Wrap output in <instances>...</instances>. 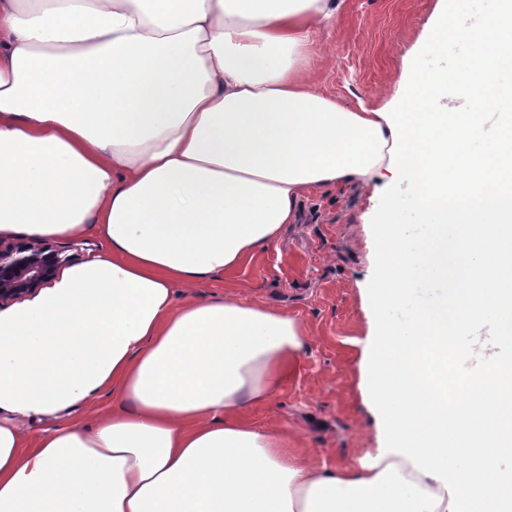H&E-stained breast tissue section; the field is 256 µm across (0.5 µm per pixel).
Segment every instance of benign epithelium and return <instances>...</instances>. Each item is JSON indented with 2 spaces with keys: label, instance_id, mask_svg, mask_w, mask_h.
Instances as JSON below:
<instances>
[{
  "label": "benign epithelium",
  "instance_id": "1",
  "mask_svg": "<svg viewBox=\"0 0 512 512\" xmlns=\"http://www.w3.org/2000/svg\"><path fill=\"white\" fill-rule=\"evenodd\" d=\"M66 263L60 250L0 239V306L43 288Z\"/></svg>",
  "mask_w": 512,
  "mask_h": 512
}]
</instances>
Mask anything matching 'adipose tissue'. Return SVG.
<instances>
[{
    "label": "adipose tissue",
    "mask_w": 512,
    "mask_h": 512,
    "mask_svg": "<svg viewBox=\"0 0 512 512\" xmlns=\"http://www.w3.org/2000/svg\"><path fill=\"white\" fill-rule=\"evenodd\" d=\"M337 8L0 0V236L102 240L0 309V512H512V0H439L442 45L362 112L308 78ZM384 171L408 184L383 221L393 359L366 373L386 445L329 469L244 416L300 321L193 289ZM110 410H112V393L110 394L106 392L89 404H86L74 411L67 420L74 424H85L89 422L92 416L96 414H103Z\"/></svg>",
    "instance_id": "ef3b65f1"
}]
</instances>
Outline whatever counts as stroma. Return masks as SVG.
I'll list each match as a JSON object with an SVG mask.
<instances>
[{
    "mask_svg": "<svg viewBox=\"0 0 512 512\" xmlns=\"http://www.w3.org/2000/svg\"><path fill=\"white\" fill-rule=\"evenodd\" d=\"M438 0H341L315 33L309 79L353 110L377 108L402 90L404 75L436 32ZM370 195L346 188L303 202V223L278 246L257 251L199 294H242L293 312L307 336L295 374L248 416L285 429L318 463L356 467L380 446L373 397L362 387L365 352L379 351V285L387 279L381 214L400 183L392 173Z\"/></svg>",
    "mask_w": 512,
    "mask_h": 512,
    "instance_id": "obj_1",
    "label": "stroma"
}]
</instances>
